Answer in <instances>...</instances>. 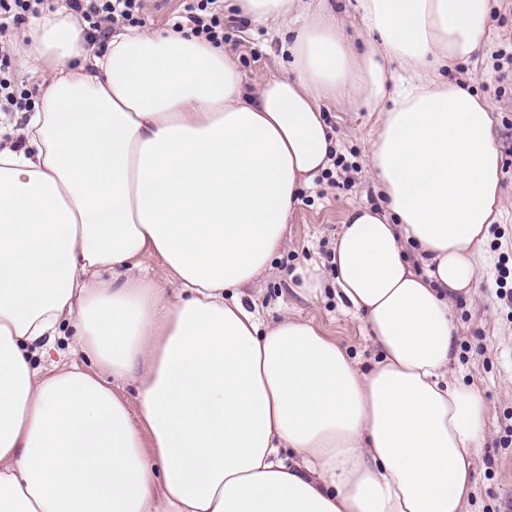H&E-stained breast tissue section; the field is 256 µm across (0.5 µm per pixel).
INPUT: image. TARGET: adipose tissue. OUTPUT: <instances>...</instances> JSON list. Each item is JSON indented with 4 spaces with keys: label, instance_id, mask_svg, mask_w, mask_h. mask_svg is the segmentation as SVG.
<instances>
[{
    "label": "adipose tissue",
    "instance_id": "obj_1",
    "mask_svg": "<svg viewBox=\"0 0 512 512\" xmlns=\"http://www.w3.org/2000/svg\"><path fill=\"white\" fill-rule=\"evenodd\" d=\"M224 8L281 25L288 75L248 87L187 30L93 54L67 8L26 26L28 63L56 68L0 149V512H464L488 404L452 376L449 301L485 261L501 157L489 102L441 70L476 52L491 0H355L357 36L302 0ZM346 96L375 117L382 206L352 208L296 292L333 279L366 368L244 302ZM69 326L72 357L50 358Z\"/></svg>",
    "mask_w": 512,
    "mask_h": 512
}]
</instances>
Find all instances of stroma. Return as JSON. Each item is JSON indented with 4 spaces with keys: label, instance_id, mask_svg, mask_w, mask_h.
Wrapping results in <instances>:
<instances>
[{
    "label": "stroma",
    "instance_id": "35a3bbf8",
    "mask_svg": "<svg viewBox=\"0 0 512 512\" xmlns=\"http://www.w3.org/2000/svg\"><path fill=\"white\" fill-rule=\"evenodd\" d=\"M486 41L465 63L448 64V79L468 87L494 108L496 142L502 157L503 218L491 225L483 250L488 269L480 271L471 298L451 300L454 315L456 376L475 384L489 407L487 444L477 464V478L467 512H512V302L501 300L497 280L512 288V0H493ZM224 47L237 58L248 85H257L287 71L288 53L280 31L240 17L224 19ZM326 119L336 138V151L348 170L332 178L316 176L303 189L289 222L283 251L271 269L246 291L265 320L291 314L312 319L347 347L362 366L374 350L361 321L344 312L333 289L309 302L292 290V274L309 261L325 262L347 213L359 205L382 202L369 173L367 150L373 120L350 101L328 104Z\"/></svg>",
    "mask_w": 512,
    "mask_h": 512
}]
</instances>
